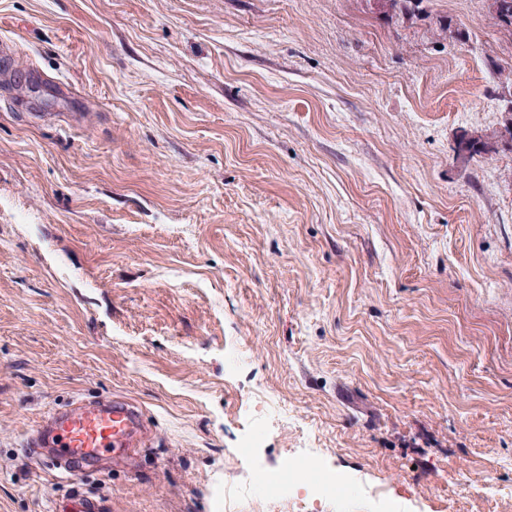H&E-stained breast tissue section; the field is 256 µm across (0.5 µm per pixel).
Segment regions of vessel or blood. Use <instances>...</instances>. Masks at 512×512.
Returning a JSON list of instances; mask_svg holds the SVG:
<instances>
[{
  "instance_id": "1",
  "label": "vessel or blood",
  "mask_w": 512,
  "mask_h": 512,
  "mask_svg": "<svg viewBox=\"0 0 512 512\" xmlns=\"http://www.w3.org/2000/svg\"><path fill=\"white\" fill-rule=\"evenodd\" d=\"M148 439L145 413L123 396L78 399L54 408L28 431L22 446L39 464L64 473L95 468L106 455H135ZM96 495L77 489L53 512H105Z\"/></svg>"
}]
</instances>
